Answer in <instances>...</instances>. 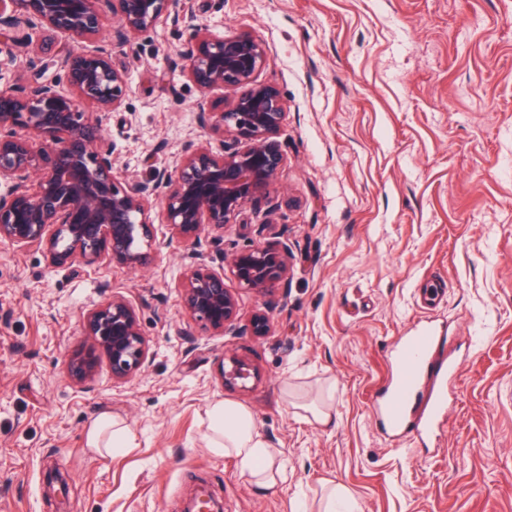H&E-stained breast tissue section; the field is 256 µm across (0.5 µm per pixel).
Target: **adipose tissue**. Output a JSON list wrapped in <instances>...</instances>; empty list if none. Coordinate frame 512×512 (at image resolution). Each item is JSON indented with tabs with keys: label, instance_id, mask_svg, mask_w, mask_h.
Here are the masks:
<instances>
[{
	"label": "adipose tissue",
	"instance_id": "adipose-tissue-1",
	"mask_svg": "<svg viewBox=\"0 0 512 512\" xmlns=\"http://www.w3.org/2000/svg\"><path fill=\"white\" fill-rule=\"evenodd\" d=\"M207 417L211 451L237 459L258 485H271L280 472V464L275 450L258 432L251 412L241 405L218 400L208 408ZM86 442L88 447L114 455L127 448L128 431L120 421L104 416L88 429Z\"/></svg>",
	"mask_w": 512,
	"mask_h": 512
}]
</instances>
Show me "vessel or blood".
<instances>
[{"label": "vessel or blood", "mask_w": 512, "mask_h": 512, "mask_svg": "<svg viewBox=\"0 0 512 512\" xmlns=\"http://www.w3.org/2000/svg\"><path fill=\"white\" fill-rule=\"evenodd\" d=\"M451 341L447 328L432 321L402 337L393 355V378L376 404L387 435H410L423 444L436 437L448 411V387L458 374L457 361L440 355Z\"/></svg>", "instance_id": "b4317fda"}]
</instances>
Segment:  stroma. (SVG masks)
Listing matches in <instances>:
<instances>
[{"instance_id": "stroma-1", "label": "stroma", "mask_w": 512, "mask_h": 512, "mask_svg": "<svg viewBox=\"0 0 512 512\" xmlns=\"http://www.w3.org/2000/svg\"><path fill=\"white\" fill-rule=\"evenodd\" d=\"M195 22L266 49L259 80L287 106L274 197L195 245L152 210L138 270L55 268L0 241V512H180L201 480L224 512H318L330 481L360 512H512V0H179L127 42L41 30L30 53L0 50V90L31 68L55 79L68 52L108 53L128 90L103 134L119 181H146L188 145H219L185 71ZM264 218L291 251L287 293L268 302L224 283L242 318L268 311L272 331L212 334L182 307L189 254L251 244ZM437 279L445 302L422 306ZM114 295L133 304L152 358L122 382L100 360L75 384L83 317ZM424 320L447 326L449 354L470 353L427 448L386 436L372 408L394 344ZM230 353L256 370L244 387L222 382ZM288 384L306 400L332 389L329 423L295 407ZM217 399L248 407L278 449L276 487L207 448ZM103 414L127 426L124 453L87 447Z\"/></svg>"}]
</instances>
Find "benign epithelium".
Wrapping results in <instances>:
<instances>
[{"label": "benign epithelium", "instance_id": "7a95c632", "mask_svg": "<svg viewBox=\"0 0 512 512\" xmlns=\"http://www.w3.org/2000/svg\"><path fill=\"white\" fill-rule=\"evenodd\" d=\"M176 0H0V26L22 33L12 45L28 48L32 31L48 28L74 39L95 37L108 16L118 22L116 35L128 41L151 29ZM194 44L186 54V71L199 91L232 94L223 109L200 104V121L221 137L222 149L188 147L172 170L153 180L122 185L111 151L104 148L103 122L121 107L126 74L113 68L104 53H70L50 82L21 77L23 85L0 91V130L21 126L30 138L0 136V240L22 249L36 246L54 267L91 265L102 258L136 269L145 265L142 241L148 236V214L160 204L167 223L195 244L205 226L222 232L244 206L270 198L286 157L274 137L286 119L279 92L257 81L266 62L262 45L246 33L214 37L192 26ZM246 89L240 94L238 90ZM96 105L83 112L81 104ZM288 243L255 244L223 252L218 266L193 262L184 276L181 297L186 312L204 328L224 335L237 329V295L226 288L229 271L239 288L273 298L288 288ZM255 337L271 333V318L256 312L244 325ZM86 345L68 364L77 384L94 379L101 357L122 381L140 372L151 357L129 300L112 299L84 317ZM224 385L250 377L247 362L235 354L224 358Z\"/></svg>", "mask_w": 512, "mask_h": 512}]
</instances>
